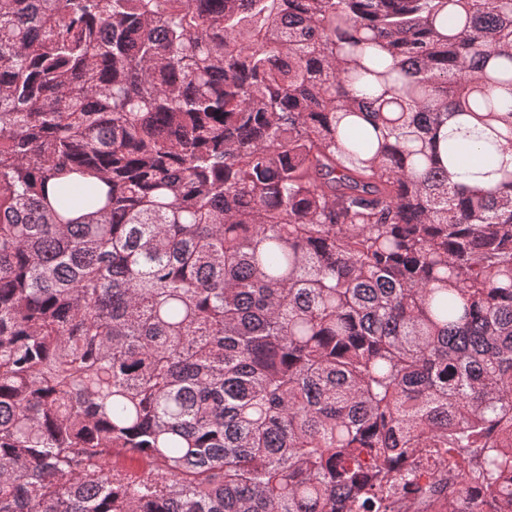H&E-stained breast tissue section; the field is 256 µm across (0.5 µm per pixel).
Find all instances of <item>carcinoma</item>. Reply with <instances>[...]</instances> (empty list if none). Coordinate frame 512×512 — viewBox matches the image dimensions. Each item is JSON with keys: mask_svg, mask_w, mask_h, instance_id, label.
I'll use <instances>...</instances> for the list:
<instances>
[{"mask_svg": "<svg viewBox=\"0 0 512 512\" xmlns=\"http://www.w3.org/2000/svg\"><path fill=\"white\" fill-rule=\"evenodd\" d=\"M500 90L512 0H0V512H512ZM424 466V467H423ZM420 471L424 472L419 474L418 481L423 485V490L416 494L415 497L400 498L397 502L398 512H438L437 505L441 500L432 495V489L437 486H447L451 490L453 485V469H427L426 464H423ZM415 500L418 503V509L410 507V502Z\"/></svg>", "mask_w": 512, "mask_h": 512, "instance_id": "obj_1", "label": "carcinoma"}]
</instances>
